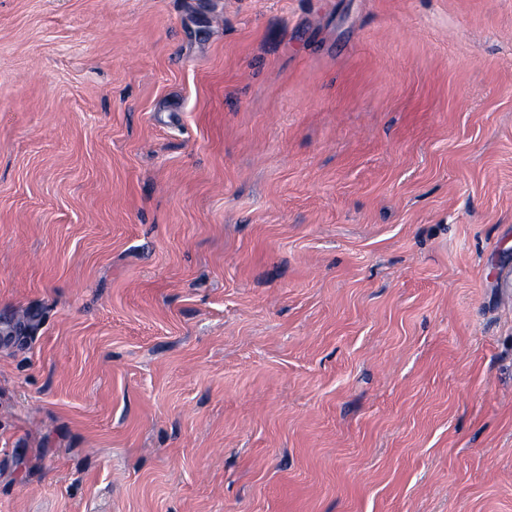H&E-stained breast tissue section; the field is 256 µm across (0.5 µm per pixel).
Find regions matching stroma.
<instances>
[{
    "mask_svg": "<svg viewBox=\"0 0 512 512\" xmlns=\"http://www.w3.org/2000/svg\"><path fill=\"white\" fill-rule=\"evenodd\" d=\"M0 512H512V0H0Z\"/></svg>",
    "mask_w": 512,
    "mask_h": 512,
    "instance_id": "stroma-1",
    "label": "stroma"
}]
</instances>
